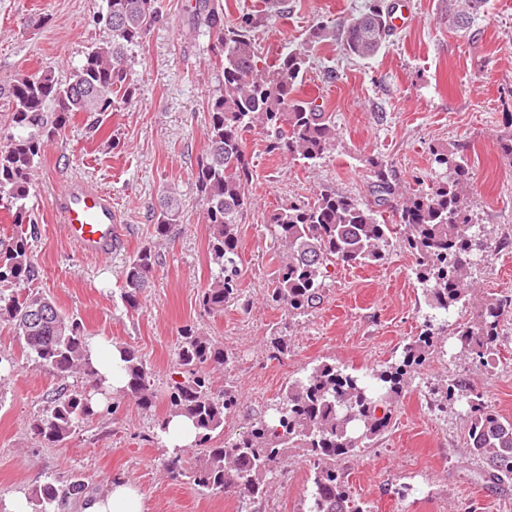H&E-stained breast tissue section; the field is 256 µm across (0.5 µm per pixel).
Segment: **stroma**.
Masks as SVG:
<instances>
[{"instance_id": "1", "label": "stroma", "mask_w": 512, "mask_h": 512, "mask_svg": "<svg viewBox=\"0 0 512 512\" xmlns=\"http://www.w3.org/2000/svg\"><path fill=\"white\" fill-rule=\"evenodd\" d=\"M228 18L255 15L262 59L274 62L303 43L319 21L334 28L364 7L365 0H223ZM102 0H0V82L53 67L66 77L84 53L109 42L97 24ZM408 26L396 30L373 58H349L341 43L312 49L311 67L298 95L334 116L337 138L323 159L311 163L271 154L260 129L243 134L252 167L250 206L240 224L241 299L223 312L204 313L198 292L209 278L208 231L197 202L194 177L204 152L209 98L220 73L213 66L209 37L193 28L195 0H159L161 20L146 33L131 63L137 93L105 116L100 134L89 133L76 114L49 143L35 175V234L32 257L40 276L33 291L77 315L88 338L133 348L150 368L155 403L142 411L116 398L115 408L84 421L63 442L40 443L31 425L45 415L64 385H85L76 375L61 380L23 352L7 325L0 324V512L14 497L30 496L44 484L59 491L55 512H83L86 500L104 495L115 479L131 480L145 512H240L237 498L199 491L171 478L163 463L170 451L157 440L158 421L168 414L167 394L178 376L174 355L179 332L191 326L233 356L216 370V388L237 387L240 408L216 433L215 443L238 436L253 415L266 410L318 361L348 369H371L400 359L406 344L424 329L430 310L415 275V259L392 245L384 263L329 266L317 308L289 324L266 299L280 253L267 227L272 211L291 199L313 200L322 187L368 199L365 159L391 167L401 190L426 186L431 152L457 149L473 172L470 197L478 230L492 242L475 256L474 301L512 302V164L498 140L512 132V0H487L468 29L449 22L443 0H404ZM48 15L34 28L30 18ZM334 81H326L327 70ZM80 179L112 195L123 237L112 253L82 254L53 209L56 191ZM182 202L180 223L159 246V263L138 309L121 297L119 273L143 246L156 244L152 214L165 192ZM286 329L288 351L271 358L268 339ZM433 353L410 372L391 424L369 448L339 460L353 495L371 512H512V483L482 480L466 448L467 404L441 409L432 391L459 377L503 419L512 421V315L504 320L490 368L459 360L452 331L438 338ZM81 478L84 490L68 487ZM269 496L263 512H305L310 466L293 451L265 478Z\"/></svg>"}]
</instances>
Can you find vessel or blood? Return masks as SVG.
Wrapping results in <instances>:
<instances>
[{"label": "vessel or blood", "instance_id": "1", "mask_svg": "<svg viewBox=\"0 0 512 512\" xmlns=\"http://www.w3.org/2000/svg\"><path fill=\"white\" fill-rule=\"evenodd\" d=\"M53 206L63 219L68 237L84 253H111L121 237L111 195L89 183L65 182L56 192Z\"/></svg>", "mask_w": 512, "mask_h": 512}]
</instances>
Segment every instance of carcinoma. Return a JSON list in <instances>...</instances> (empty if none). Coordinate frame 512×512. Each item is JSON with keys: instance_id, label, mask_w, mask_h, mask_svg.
I'll return each mask as SVG.
<instances>
[{"instance_id": "obj_1", "label": "carcinoma", "mask_w": 512, "mask_h": 512, "mask_svg": "<svg viewBox=\"0 0 512 512\" xmlns=\"http://www.w3.org/2000/svg\"><path fill=\"white\" fill-rule=\"evenodd\" d=\"M486 0H448V18L463 19L483 11ZM387 0H365L364 8L343 25L344 51L361 59L376 56L391 35ZM97 23L112 32V41L86 52L66 81L51 68L19 75L0 84V207L12 215L13 233L0 241V323L9 326L24 352L61 379L79 373L96 382L87 351L84 325L63 313L49 298L29 290L39 277L29 239L35 221L28 201L38 164L48 143L65 130L69 117L86 112L96 131L119 100L129 101L136 87L129 69L133 50L160 20L158 0H103ZM194 24L215 38L222 75L220 94L208 101L207 148L197 161L195 189L209 230L208 251L215 265L210 282L198 294L208 313L240 297L238 224L250 204L247 193L252 170L242 134L258 127L268 138V150L293 159L317 160L333 146L332 116L314 101L296 96L308 72L310 55L303 46L279 54L274 65L262 64L252 36L254 16H224L220 0H198ZM336 41V30L318 22L307 43ZM437 166L428 189L402 202L386 164L370 159L372 199L361 200L324 188L314 201L290 200L276 209L270 226L284 258L274 272L267 294L272 303L294 319L321 301L322 282L331 263L349 266L385 260L394 236L415 258V272L426 305L432 310L427 331L408 343L403 360L354 374L323 361L304 377L288 383L282 396L253 417L248 430L234 440L212 443L237 410L236 387L213 388L209 369L227 366L232 357L210 339L185 326L180 332L175 367L183 381L168 392L173 414H183L198 429L197 455L166 462L181 478L212 494H235L249 504L268 496L262 475L281 464L288 451L304 452L311 469L306 512H370L357 500L336 461L366 448L389 427L395 403L412 366H420L435 350L434 323L448 326V316L469 305L464 288L473 256L492 248L474 227L469 188L473 179L468 159L453 151L433 153ZM178 200L167 193L160 200L154 233L167 239L177 224ZM158 253L145 246L120 272L122 299L136 309L150 283ZM506 304L488 300L471 320L456 327L466 357L480 363L495 354V343ZM127 383L122 393L146 410L153 406L151 372L137 352L123 348ZM467 399L469 425L466 447L482 464L481 476L493 482L512 481V422L502 419L479 396L467 392L460 379H450L435 393L436 405ZM97 414L91 392L68 389L52 401L47 415L32 425L33 434L51 444L67 438L83 420ZM59 497L48 483L33 492V512H50Z\"/></svg>"}]
</instances>
